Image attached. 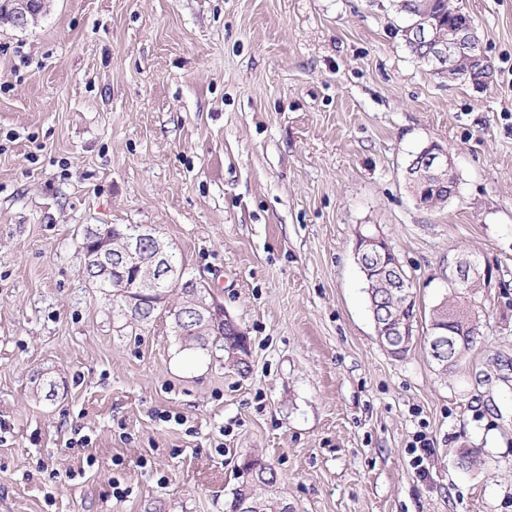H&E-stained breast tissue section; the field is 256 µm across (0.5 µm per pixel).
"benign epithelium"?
Instances as JSON below:
<instances>
[{"label": "benign epithelium", "instance_id": "1", "mask_svg": "<svg viewBox=\"0 0 512 512\" xmlns=\"http://www.w3.org/2000/svg\"><path fill=\"white\" fill-rule=\"evenodd\" d=\"M45 0H12L9 11L12 22L20 27L33 21L43 10ZM405 33L408 41L423 54V62L439 74L455 73L467 59L485 57L480 39L472 23L448 31L444 35L433 25L411 22ZM413 170L408 178L419 183H453L455 166L450 153L431 145L422 149L412 160ZM84 269L92 271L102 281L112 282L131 313H137L143 302L151 300L161 304L175 294L189 306L188 312L195 322L231 321L224 306L217 300H207V289L202 284L182 282L181 272L171 262L169 245L155 229L148 225H130L124 231L114 232L110 227L90 231L83 245ZM451 279L462 286L471 276L490 277V270L480 269L469 256L457 253L448 260ZM397 288L395 314L391 319L396 335L408 334L410 320L404 316L412 300L410 283L399 263L387 269Z\"/></svg>", "mask_w": 512, "mask_h": 512}]
</instances>
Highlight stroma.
I'll use <instances>...</instances> for the list:
<instances>
[{
  "mask_svg": "<svg viewBox=\"0 0 512 512\" xmlns=\"http://www.w3.org/2000/svg\"><path fill=\"white\" fill-rule=\"evenodd\" d=\"M448 5L486 84L413 59L394 0H48L0 22V512H227L249 456L296 512H512V0ZM431 143L458 191L429 210L406 168ZM106 224L156 229L246 332L248 372L84 277ZM365 228L422 333L452 254L491 268L449 374L381 346ZM12 8L8 12L12 22L25 27L29 21H34L43 10L45 0H12Z\"/></svg>",
  "mask_w": 512,
  "mask_h": 512,
  "instance_id": "35a3bbf8",
  "label": "stroma"
}]
</instances>
